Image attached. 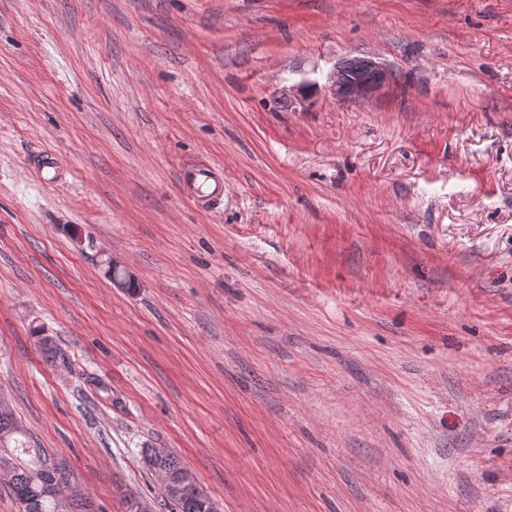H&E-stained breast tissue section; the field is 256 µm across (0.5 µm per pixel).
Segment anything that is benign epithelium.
<instances>
[{
	"label": "benign epithelium",
	"instance_id": "7a95c632",
	"mask_svg": "<svg viewBox=\"0 0 512 512\" xmlns=\"http://www.w3.org/2000/svg\"><path fill=\"white\" fill-rule=\"evenodd\" d=\"M395 74L392 68L372 58L362 57L359 63L344 60L327 75L325 91L337 100L368 99L392 85Z\"/></svg>",
	"mask_w": 512,
	"mask_h": 512
}]
</instances>
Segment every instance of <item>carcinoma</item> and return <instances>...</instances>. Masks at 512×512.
<instances>
[{"label": "carcinoma", "instance_id": "cac0c4a2", "mask_svg": "<svg viewBox=\"0 0 512 512\" xmlns=\"http://www.w3.org/2000/svg\"><path fill=\"white\" fill-rule=\"evenodd\" d=\"M21 435L23 428L13 410L0 407V465L10 470L7 485L20 512H89V498L76 488L67 503L59 504L58 489L72 486L69 471L61 464H47L40 449L24 446ZM141 459L150 470L169 475L162 489L170 512H216L203 488H187L177 482L185 467L169 450L144 448Z\"/></svg>", "mask_w": 512, "mask_h": 512}]
</instances>
